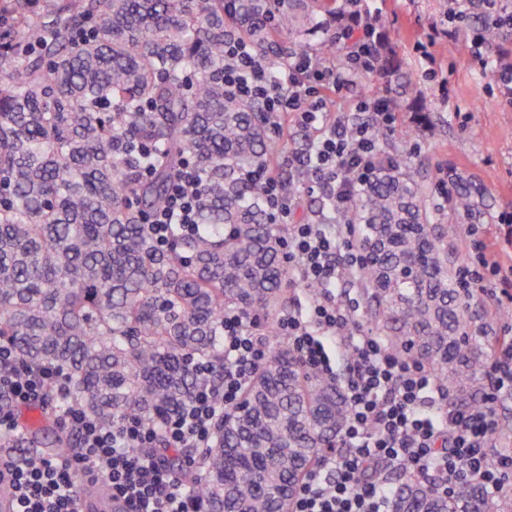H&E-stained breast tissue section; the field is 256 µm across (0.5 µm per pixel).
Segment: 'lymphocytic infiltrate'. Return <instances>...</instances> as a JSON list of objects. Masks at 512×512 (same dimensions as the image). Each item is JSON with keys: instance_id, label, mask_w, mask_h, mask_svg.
Wrapping results in <instances>:
<instances>
[{"instance_id": "f902f5d3", "label": "lymphocytic infiltrate", "mask_w": 512, "mask_h": 512, "mask_svg": "<svg viewBox=\"0 0 512 512\" xmlns=\"http://www.w3.org/2000/svg\"><path fill=\"white\" fill-rule=\"evenodd\" d=\"M343 68L306 50L271 63L249 42L224 45V90L235 98L260 103L271 133L292 115L316 138L308 155L289 156V166L310 172L308 191L325 192L337 212H345L357 187L367 185L383 164L376 130H392L395 110L386 93L359 94L356 111L370 120L328 121L329 98L354 87L360 74L376 71L379 60L367 30L347 29ZM251 180L262 182L274 223L287 229L286 262L292 284L315 287L304 312L280 321L278 333L312 370L334 375L336 355L354 352L345 378L350 413L342 452L327 456L295 501L294 512H388L389 487L364 474L402 463L437 480L443 489L478 478L494 491L512 485V457L490 464L487 448L494 421L486 407L447 404L446 393L426 369L391 356L377 336H366L331 298L338 276L364 266L354 247L353 226L336 232L327 224L295 223V203L268 167H256ZM202 178L184 160L161 208L149 220L158 246L175 233L189 234ZM268 345L258 324L233 309L224 312V368L221 386H213L212 364L198 363L194 399L156 429L139 421L106 428L72 407H65L68 385L51 367L16 368L15 354L0 341V392L12 410L0 408V442L17 437L14 411L22 406L62 407L61 423L77 437L69 454L24 463L7 460L15 512H77L75 475L107 484L126 512H192L182 474L167 463L173 448L208 447L215 419L233 405L240 390L265 363Z\"/></svg>"}]
</instances>
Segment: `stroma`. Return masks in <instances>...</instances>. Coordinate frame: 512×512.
Segmentation results:
<instances>
[{"instance_id":"obj_1","label":"stroma","mask_w":512,"mask_h":512,"mask_svg":"<svg viewBox=\"0 0 512 512\" xmlns=\"http://www.w3.org/2000/svg\"><path fill=\"white\" fill-rule=\"evenodd\" d=\"M369 9L382 10L388 20L408 30L410 39L396 46V54L412 74L415 93L396 101V127L410 123L418 109L429 121L416 138L391 137L387 148L414 151L419 160L440 167L448 176L462 175L485 190L489 210L478 223L457 225L448 240L452 254H468L474 242L497 244L495 260L512 266V226L502 214L512 212V95L500 84L484 80L481 55L460 57L457 43L463 27L448 19V0H367ZM436 34L435 65L415 52L417 41Z\"/></svg>"}]
</instances>
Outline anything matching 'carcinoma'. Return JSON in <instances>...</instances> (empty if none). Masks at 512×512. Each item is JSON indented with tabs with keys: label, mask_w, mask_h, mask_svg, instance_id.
<instances>
[{
	"label": "carcinoma",
	"mask_w": 512,
	"mask_h": 512,
	"mask_svg": "<svg viewBox=\"0 0 512 512\" xmlns=\"http://www.w3.org/2000/svg\"><path fill=\"white\" fill-rule=\"evenodd\" d=\"M0 0V338L24 366L66 375L68 405L110 427L159 426L188 403L198 360L224 361V309L265 322L269 354L224 411L210 447L169 452L189 473L195 512H290L310 472L336 450L349 406L338 380L311 370L279 337L288 303L284 234L272 223L254 167L289 190L305 175L274 167L288 140L271 138L263 113L224 93V43L249 41L270 58L282 37L302 44L339 20L343 0ZM467 27L495 45L489 71L512 64L501 47L512 0H467ZM379 73L408 89L394 45L400 29L372 23ZM31 37L36 56L22 53ZM201 172L199 231L157 246L145 217L163 206L183 158ZM390 164L355 195L341 222L358 225L366 267L355 274L391 354L431 371L458 403L475 395L512 336L487 335L508 316L470 320L448 233L436 231L437 174L386 153ZM487 209L485 193L456 178L448 223ZM21 441L66 452L73 439L40 425ZM390 512H507L512 486L477 478L446 492L404 466Z\"/></svg>",
	"instance_id": "carcinoma-1"
}]
</instances>
